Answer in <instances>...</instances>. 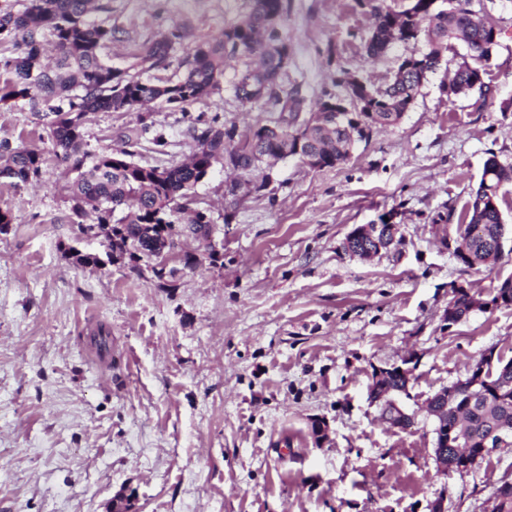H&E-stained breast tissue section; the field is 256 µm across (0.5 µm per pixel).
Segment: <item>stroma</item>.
I'll return each instance as SVG.
<instances>
[{"label":"stroma","mask_w":512,"mask_h":512,"mask_svg":"<svg viewBox=\"0 0 512 512\" xmlns=\"http://www.w3.org/2000/svg\"><path fill=\"white\" fill-rule=\"evenodd\" d=\"M102 51L113 68L179 26L185 39L168 68L177 80L189 48L244 19L251 0H111ZM497 23L484 89L448 96L445 84L467 48L455 42L395 125L356 139L347 160L312 169L289 157L252 171L260 193L226 195L233 170L215 165L193 209L213 225L217 262L185 268V240L156 275L148 261L106 260L103 238H75L65 169L34 180L0 178V512H108L121 490L138 512H492L512 447L467 474L442 475L432 423L422 407L465 379L489 351L512 359V305L449 324L451 288L489 297L512 277V184L502 190L504 257L468 268L454 250L459 216L494 157L512 165V0H473ZM366 0H289L283 29L291 60L285 89L306 106L343 93L344 76L388 81L423 41L394 43L372 57ZM245 65L226 66L219 92L188 112H92L82 129L90 151L122 149L121 131L146 122L134 159L167 166L195 143L189 116H219L239 134L261 104L242 105L233 85ZM163 136L164 152L153 139ZM0 140L52 151L45 120L22 100L0 103ZM399 227L396 248L364 260L343 242L359 224ZM103 255L80 264L76 252ZM111 334L102 356L92 336ZM418 361L408 396L412 427H390L369 398L375 369ZM326 426L316 440L313 421Z\"/></svg>","instance_id":"35a3bbf8"}]
</instances>
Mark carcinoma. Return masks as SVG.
I'll return each instance as SVG.
<instances>
[{"instance_id":"carcinoma-1","label":"carcinoma","mask_w":512,"mask_h":512,"mask_svg":"<svg viewBox=\"0 0 512 512\" xmlns=\"http://www.w3.org/2000/svg\"><path fill=\"white\" fill-rule=\"evenodd\" d=\"M248 18L224 30L221 37L192 47L181 62L184 75L172 84H157L117 70L100 60V50L112 42V26L93 24L89 13L112 11L101 0H28L14 12L0 9V45L10 46V54H0V102L22 99L30 110L57 99L67 102L50 108L54 150L51 157L32 149H18L0 141V177L26 183L40 175L50 161L65 165L76 176L69 186L72 212L81 218L77 232L86 237H103L108 257H126L131 262L153 260L164 241L178 247L181 239L199 243L212 235V224L202 211L190 208L193 192L201 178L216 164H227L248 173L270 159L316 156L319 167H334L347 159L354 142L352 120L336 122L331 102L336 94H324L312 112L302 111L299 91H284L278 84L288 66L289 50L282 22L288 0H252ZM431 0H410L396 11L381 3L370 5L374 23L366 39L367 52L377 57L395 42L410 34L424 37L428 51L405 58L384 87L370 88V96L357 99L353 116L368 117L372 126L397 123L413 102L426 75L439 67L449 42L460 40L467 46L463 61L448 84L454 97L466 96L478 74L486 73L497 45L494 22L487 14L471 8V0H443L430 8ZM53 38L55 61L40 60L41 39ZM184 35L169 28L145 45L141 63L148 68L170 65L171 52ZM259 58V65L245 70L234 85L239 102L260 101L269 106L250 137H241L235 125L218 117L191 125L195 148L183 163L160 168L131 161V147L138 144L148 125L121 133L126 148L112 153H91L86 149L82 120L88 112H139L155 104L186 112L187 106L220 87L227 63L237 58ZM512 183V165L495 158L487 160L477 190L465 205L459 225L462 245L477 266L498 264L504 254V215L500 207L478 208L487 196L499 199L502 186ZM481 295L467 288H452L448 311L457 318L469 315L473 300ZM488 302L512 305V278L504 280ZM484 381L502 391L469 401L474 374L456 382L459 401L448 405V427L477 449L493 429L501 430L502 445L512 447V359L494 363L481 358Z\"/></svg>"}]
</instances>
